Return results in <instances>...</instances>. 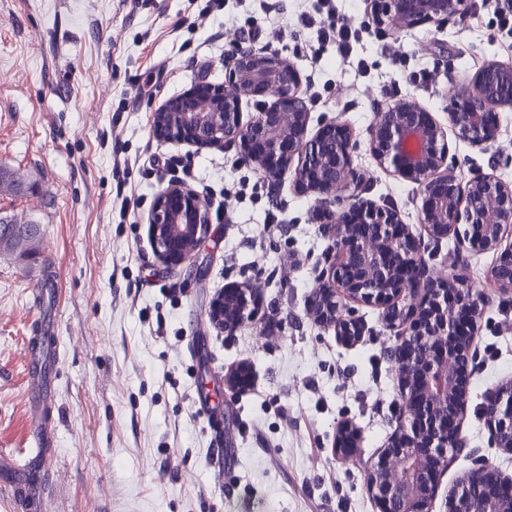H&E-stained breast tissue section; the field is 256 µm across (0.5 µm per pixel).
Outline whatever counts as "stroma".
Returning a JSON list of instances; mask_svg holds the SVG:
<instances>
[{"label":"stroma","mask_w":512,"mask_h":512,"mask_svg":"<svg viewBox=\"0 0 512 512\" xmlns=\"http://www.w3.org/2000/svg\"><path fill=\"white\" fill-rule=\"evenodd\" d=\"M361 32L356 59L313 50L303 15L314 0H0V166L35 180L0 193V218L39 225L26 256L0 253V452L27 446L24 359L33 325L59 355L52 366L57 460L36 512H376L364 464L398 424L400 397L387 351L393 333L359 305V340L342 345L309 314L332 244L314 199L290 176L263 177L236 147L158 139L155 111L201 83L224 80L235 46L266 47L294 62L309 131L340 119L354 132L353 167L366 196L399 211L430 267L485 281L493 251L459 249L420 224L416 183L381 169L368 147L376 109L403 98L448 125L444 90L485 62H512L497 14H467L402 36L375 28L368 0H336ZM460 179L512 182V110L478 149L448 134ZM171 184L210 207L195 268L163 263L148 217ZM261 288L258 323L227 334L209 320L224 287ZM475 338L459 455L441 478L433 512L480 463L512 478L495 448L487 395L512 379V294L483 307ZM248 364L254 381L225 377ZM359 431L336 448L337 429ZM231 444L219 478L215 449Z\"/></svg>","instance_id":"stroma-1"}]
</instances>
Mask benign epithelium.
Returning <instances> with one entry per match:
<instances>
[{"instance_id": "benign-epithelium-1", "label": "benign epithelium", "mask_w": 512, "mask_h": 512, "mask_svg": "<svg viewBox=\"0 0 512 512\" xmlns=\"http://www.w3.org/2000/svg\"><path fill=\"white\" fill-rule=\"evenodd\" d=\"M372 24L393 35L436 26L468 13L469 0H369ZM297 67L279 53L241 49L224 60V83L199 86L154 113V134L198 147L232 145L241 160L315 195L328 213L324 232L332 256L322 272L313 309L345 345L361 336L351 304L382 310L394 333L391 361L403 403L401 424L366 468V488L378 512H432L448 456L466 447L462 436L469 399V364L478 304L492 293H512V183L493 174L459 181L448 172L444 127L417 102L400 99L374 113L369 151L377 164L421 186V224L429 236H454L472 248L497 252L481 287L448 270L429 267L396 210L363 196L351 171V129L331 121L307 137L310 115L300 94ZM269 95L272 103L249 119L242 103ZM448 118L460 138L484 149L497 137V112L512 109V63L490 61L464 85H448ZM154 252L180 266L192 261L210 233L206 203L193 190L171 184L156 197L149 218ZM258 287L247 283L224 292L210 307L218 328L233 332L255 321ZM494 446L512 454V380L501 383L483 407ZM479 496L512 512V479L488 464L463 476L447 512H472Z\"/></svg>"}]
</instances>
